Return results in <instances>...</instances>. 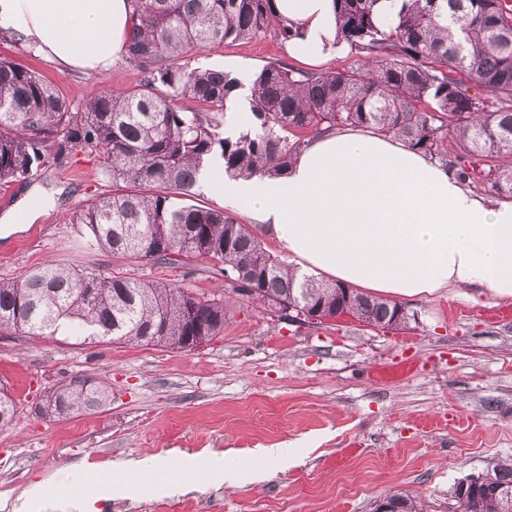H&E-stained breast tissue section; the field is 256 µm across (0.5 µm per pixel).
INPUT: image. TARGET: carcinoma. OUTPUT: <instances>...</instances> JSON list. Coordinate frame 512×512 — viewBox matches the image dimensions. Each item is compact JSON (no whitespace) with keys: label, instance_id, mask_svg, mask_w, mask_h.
Wrapping results in <instances>:
<instances>
[{"label":"carcinoma","instance_id":"1","mask_svg":"<svg viewBox=\"0 0 512 512\" xmlns=\"http://www.w3.org/2000/svg\"><path fill=\"white\" fill-rule=\"evenodd\" d=\"M274 0H131L127 62L141 79L103 88L73 112L40 75L0 57V187L34 175L67 151L106 155L112 189L77 210L82 248L152 265L209 261L231 292L268 314L287 303L399 328L404 306L310 276L298 280L245 224L200 203L201 164L224 161L231 178L275 177L315 136L343 127L402 138L464 183L476 179L512 197V0H404L396 26L382 32L376 0H336L352 66L309 72L280 61L257 73L254 127L224 137L230 73L186 60L224 45L296 36L275 19ZM478 159L485 168H468ZM224 294L210 298L175 284L105 276L51 263L0 277V333L70 332L91 341L187 348L190 336L224 331ZM108 388L86 374L46 393V415L79 417L107 404ZM474 496L453 512H512L494 495L512 490V465L473 475ZM399 512L422 503L396 492Z\"/></svg>","mask_w":512,"mask_h":512}]
</instances>
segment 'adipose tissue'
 Instances as JSON below:
<instances>
[{
  "instance_id": "obj_1",
  "label": "adipose tissue",
  "mask_w": 512,
  "mask_h": 512,
  "mask_svg": "<svg viewBox=\"0 0 512 512\" xmlns=\"http://www.w3.org/2000/svg\"><path fill=\"white\" fill-rule=\"evenodd\" d=\"M296 32L291 59L317 67L340 55L334 0H275ZM130 0H0V34L35 47L78 72H104L124 53ZM200 182L222 187L224 207L247 213L297 265L361 292L395 300L444 289H477L512 300V199L470 191L439 162L390 136L346 128L309 142L286 175L225 179L220 163ZM153 455L127 461L124 480L105 494L128 492V476L156 473L167 494L193 470Z\"/></svg>"
}]
</instances>
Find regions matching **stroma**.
Segmentation results:
<instances>
[{
	"label": "stroma",
	"instance_id": "obj_1",
	"mask_svg": "<svg viewBox=\"0 0 512 512\" xmlns=\"http://www.w3.org/2000/svg\"><path fill=\"white\" fill-rule=\"evenodd\" d=\"M0 56L35 70L78 109L103 88L124 89L139 72L119 61L103 73L67 71L0 38ZM273 37L229 43L195 65L256 71L286 60ZM102 152L76 150L38 177L0 190V216L50 194L33 223L0 238V275L51 262L109 275L172 282L199 294L218 280L207 263L150 265L81 249L70 219L107 186ZM396 330L354 321L288 325L241 296L224 297V331L197 350L82 344L0 336V385L15 399L0 426V512L47 480L39 512H76L128 458L223 454L250 468L265 448L289 449L287 469L242 482L192 477L166 496L97 501V512H372L375 500L408 492L442 512L455 483L512 464V301L450 289L405 301ZM77 374L111 391L106 407L79 417L35 413L50 387Z\"/></svg>",
	"mask_w": 512,
	"mask_h": 512
}]
</instances>
